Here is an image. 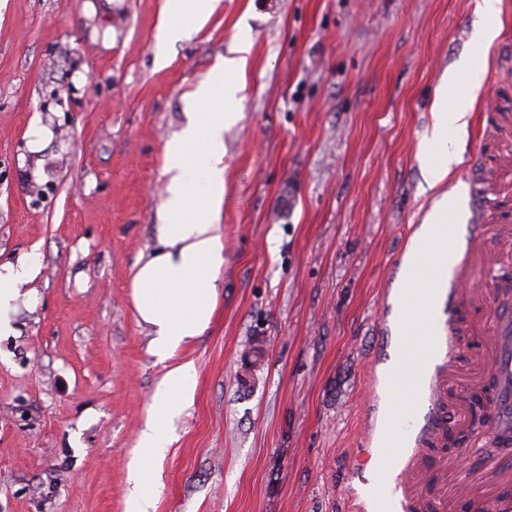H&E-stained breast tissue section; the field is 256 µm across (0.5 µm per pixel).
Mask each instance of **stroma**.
Segmentation results:
<instances>
[{"instance_id":"stroma-1","label":"stroma","mask_w":512,"mask_h":512,"mask_svg":"<svg viewBox=\"0 0 512 512\" xmlns=\"http://www.w3.org/2000/svg\"><path fill=\"white\" fill-rule=\"evenodd\" d=\"M479 0H218L155 64L168 0H0V264L38 254L35 298L0 337V512H126L129 464L170 365L192 400L149 468L150 512H353L364 418L388 410L370 369L396 348L395 283L433 204L420 146L439 80L472 49ZM487 53L462 162L445 189L488 197L489 262L450 315L462 448L422 456L437 512L492 502L466 390L488 380L479 327L512 312V0ZM251 51L240 120L224 131V267L210 329L169 362L130 302L157 246L164 149L187 98Z\"/></svg>"}]
</instances>
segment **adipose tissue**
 Returning a JSON list of instances; mask_svg holds the SVG:
<instances>
[{"label":"adipose tissue","mask_w":512,"mask_h":512,"mask_svg":"<svg viewBox=\"0 0 512 512\" xmlns=\"http://www.w3.org/2000/svg\"><path fill=\"white\" fill-rule=\"evenodd\" d=\"M212 6V0H174L160 26L158 66L168 64L170 47L191 39L203 27ZM249 51V40L239 39L233 56L210 71L190 95L186 125L165 146L169 179L163 221L158 226L159 247L135 263L130 281L132 307L138 321L151 328L149 350L161 362L202 336L213 323L217 281L224 266V129L240 115ZM473 68V58L460 59L436 91L431 127L423 138L422 162L429 187L446 181L461 162L460 144L481 85L476 81L462 84L460 76ZM458 214V194L443 193L406 247L400 289L403 348L386 370L389 386H396L403 373L422 371L417 342L426 329V312L416 294L421 289L440 288L448 274L442 256L448 248L460 245L463 227ZM38 273L39 262L31 255L14 264H0V336L15 332L16 303L23 286ZM195 385V371L186 363L170 369L156 386L138 438L137 456L129 465L127 512H147L148 464L166 448L173 420L193 395Z\"/></svg>","instance_id":"1"}]
</instances>
